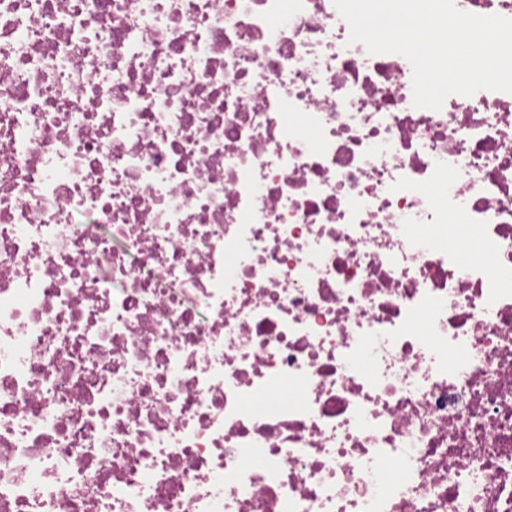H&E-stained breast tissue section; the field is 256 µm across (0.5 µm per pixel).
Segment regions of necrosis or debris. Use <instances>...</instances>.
Here are the masks:
<instances>
[{"mask_svg":"<svg viewBox=\"0 0 512 512\" xmlns=\"http://www.w3.org/2000/svg\"><path fill=\"white\" fill-rule=\"evenodd\" d=\"M0 512H512V93L334 0H0Z\"/></svg>","mask_w":512,"mask_h":512,"instance_id":"4bbe7bcc","label":"necrosis or debris"}]
</instances>
